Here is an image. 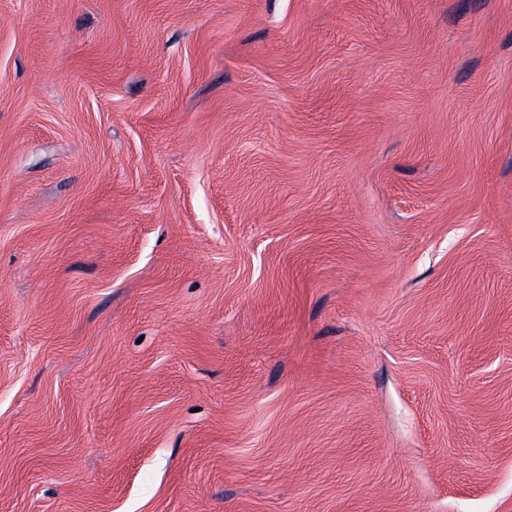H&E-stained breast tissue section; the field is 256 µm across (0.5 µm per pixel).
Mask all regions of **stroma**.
<instances>
[{
  "instance_id": "obj_1",
  "label": "stroma",
  "mask_w": 512,
  "mask_h": 512,
  "mask_svg": "<svg viewBox=\"0 0 512 512\" xmlns=\"http://www.w3.org/2000/svg\"><path fill=\"white\" fill-rule=\"evenodd\" d=\"M0 512H512V0H0Z\"/></svg>"
}]
</instances>
